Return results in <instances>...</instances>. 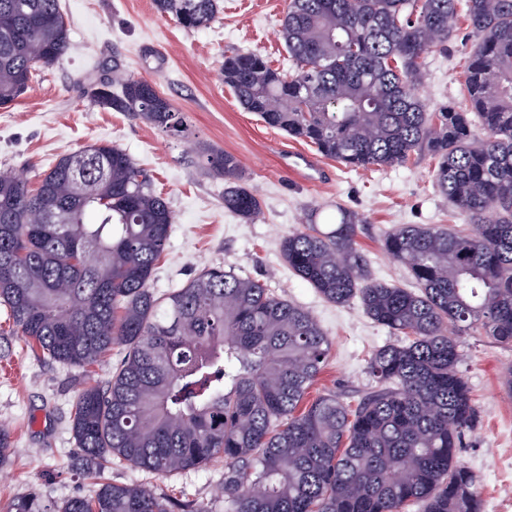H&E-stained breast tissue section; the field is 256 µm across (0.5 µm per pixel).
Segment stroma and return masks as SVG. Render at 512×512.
I'll return each mask as SVG.
<instances>
[{
	"label": "stroma",
	"instance_id": "obj_1",
	"mask_svg": "<svg viewBox=\"0 0 512 512\" xmlns=\"http://www.w3.org/2000/svg\"><path fill=\"white\" fill-rule=\"evenodd\" d=\"M219 4L208 27L190 30L160 15L153 0H60L70 48L53 65L36 68L27 90L0 107V173L20 177L34 189L65 154L95 143L120 147L149 171L155 192L177 217L151 278L154 292L168 293L219 266L260 281L274 296L309 311L331 340L305 403L331 394L357 405L375 385L369 358L398 337L370 320L359 302L331 304L290 271L280 257L282 236L309 220L327 224L337 207H344L366 221L358 242L373 276L411 288L415 282L406 268L383 250V234L396 224L452 226L466 219L436 190L429 159L354 171L243 110L220 75V63L231 52H258L272 68L287 71L289 54L279 35L286 0ZM473 45L461 23L446 50L424 59L419 92L428 108L458 100ZM128 76L155 84L185 116L186 137L165 135L132 113L93 102L92 85ZM208 149L241 161L244 183L261 200L253 222L225 211L224 180L202 162ZM8 330L0 313V425L10 429L12 448L0 470V512L34 493L56 507L74 497L93 498L97 482L78 471L74 406L85 386L106 384L125 347L113 346L101 364L85 370L50 361ZM453 339L479 414L460 456L477 477L483 512H512V394L500 382L503 370L512 366V347L497 344L477 327L455 332ZM106 476L224 512L220 458L167 476L116 458Z\"/></svg>",
	"mask_w": 512,
	"mask_h": 512
}]
</instances>
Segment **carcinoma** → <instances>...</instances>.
I'll return each mask as SVG.
<instances>
[{"instance_id":"1","label":"carcinoma","mask_w":512,"mask_h":512,"mask_svg":"<svg viewBox=\"0 0 512 512\" xmlns=\"http://www.w3.org/2000/svg\"><path fill=\"white\" fill-rule=\"evenodd\" d=\"M186 29L207 26L218 0H154ZM464 19L474 49L463 102L435 112L419 97L424 58ZM281 35L287 73L257 53L224 56L220 74L240 106L354 168L429 158L438 191L473 229L398 224L383 249L415 280H377L345 208L327 232L283 236L284 263L327 302L360 301L375 323L406 337L368 361L375 388L350 410L334 395L298 411L331 342L303 308L260 282L214 267L162 296L150 288L176 216L121 148L92 144L62 156L35 191L0 173V306L15 334L59 363L126 354L104 387L74 407L87 470L112 456L158 475L224 458V512H482L460 458L478 415L450 327L480 326L512 346V0H288ZM59 0H0V106L38 65L62 57ZM92 100L184 132L168 99L128 77ZM224 209L261 212L240 163L217 152ZM9 512H212L134 484H100L57 511L37 494Z\"/></svg>"}]
</instances>
